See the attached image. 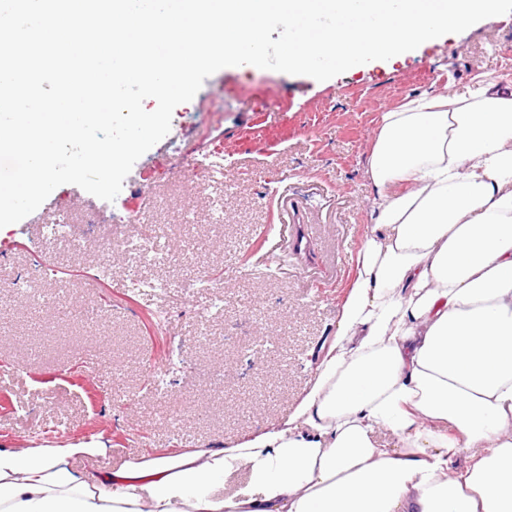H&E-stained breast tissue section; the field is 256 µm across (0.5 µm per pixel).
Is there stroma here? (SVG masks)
<instances>
[{
	"mask_svg": "<svg viewBox=\"0 0 512 512\" xmlns=\"http://www.w3.org/2000/svg\"><path fill=\"white\" fill-rule=\"evenodd\" d=\"M509 65L512 13L322 82L224 68L175 108L114 202L64 184L0 228V363L14 367L0 380V445L35 430L57 443L98 436L105 455L82 463L96 474L143 453L217 446L288 413L334 339L348 285L321 290L314 274L370 231L364 165L379 113ZM190 146L223 152V172H185L179 153ZM281 196L311 226L305 253L273 222ZM54 209L86 235L81 259L44 237ZM154 224L168 227L167 265L117 248ZM98 266L101 282L90 277ZM31 271L39 307L15 286ZM85 353L100 361L97 381L75 364Z\"/></svg>",
	"mask_w": 512,
	"mask_h": 512,
	"instance_id": "obj_1",
	"label": "stroma"
}]
</instances>
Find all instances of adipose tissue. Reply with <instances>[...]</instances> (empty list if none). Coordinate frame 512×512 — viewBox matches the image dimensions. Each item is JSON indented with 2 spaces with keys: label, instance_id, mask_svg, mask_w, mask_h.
Here are the masks:
<instances>
[{
  "label": "adipose tissue",
  "instance_id": "obj_1",
  "mask_svg": "<svg viewBox=\"0 0 512 512\" xmlns=\"http://www.w3.org/2000/svg\"><path fill=\"white\" fill-rule=\"evenodd\" d=\"M365 175L372 227L287 416L99 477L76 466L99 440L0 446V512H512V91L479 73L382 112Z\"/></svg>",
  "mask_w": 512,
  "mask_h": 512
}]
</instances>
